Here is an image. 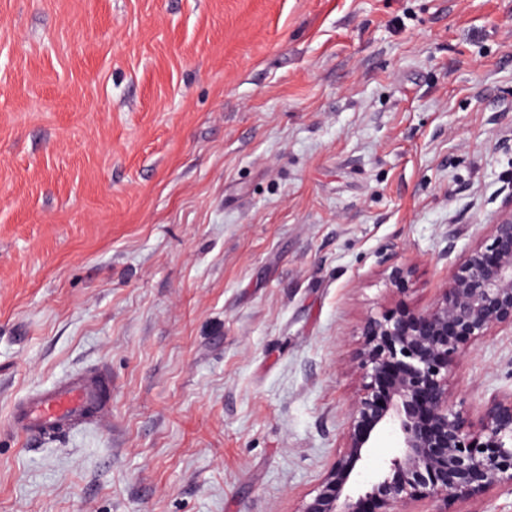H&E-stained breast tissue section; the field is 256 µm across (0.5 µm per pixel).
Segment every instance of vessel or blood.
<instances>
[{
	"label": "vessel or blood",
	"instance_id": "b4317fda",
	"mask_svg": "<svg viewBox=\"0 0 512 512\" xmlns=\"http://www.w3.org/2000/svg\"><path fill=\"white\" fill-rule=\"evenodd\" d=\"M111 388V379L102 373L63 379L19 404L0 429L40 442L68 434L89 419L104 421L112 414L105 398Z\"/></svg>",
	"mask_w": 512,
	"mask_h": 512
}]
</instances>
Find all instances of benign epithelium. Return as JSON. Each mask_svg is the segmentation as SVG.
Returning a JSON list of instances; mask_svg holds the SVG:
<instances>
[{"label":"benign epithelium","instance_id":"benign-epithelium-1","mask_svg":"<svg viewBox=\"0 0 512 512\" xmlns=\"http://www.w3.org/2000/svg\"><path fill=\"white\" fill-rule=\"evenodd\" d=\"M512 329V190L486 241L455 265L435 302L410 317H369L356 355L360 393L344 446L300 512H448V500L512 490V391L492 393L471 422L451 400L453 361L497 329ZM399 429L401 446L371 488L353 489L372 433Z\"/></svg>","mask_w":512,"mask_h":512}]
</instances>
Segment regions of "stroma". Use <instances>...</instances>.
I'll return each mask as SVG.
<instances>
[{
	"label": "stroma",
	"mask_w": 512,
	"mask_h": 512,
	"mask_svg": "<svg viewBox=\"0 0 512 512\" xmlns=\"http://www.w3.org/2000/svg\"><path fill=\"white\" fill-rule=\"evenodd\" d=\"M511 181L512 0H0V422L112 378L111 424L0 433V512H300L364 321L429 307ZM450 385L511 390L512 330Z\"/></svg>",
	"instance_id": "obj_1"
}]
</instances>
